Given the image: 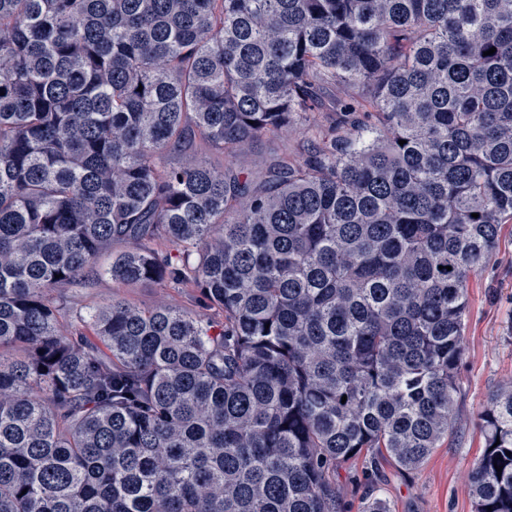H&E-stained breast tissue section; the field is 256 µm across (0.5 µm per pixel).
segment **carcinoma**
Returning <instances> with one entry per match:
<instances>
[{
  "instance_id": "1",
  "label": "carcinoma",
  "mask_w": 512,
  "mask_h": 512,
  "mask_svg": "<svg viewBox=\"0 0 512 512\" xmlns=\"http://www.w3.org/2000/svg\"><path fill=\"white\" fill-rule=\"evenodd\" d=\"M508 223L512 0H0V512H337L342 462L418 469ZM100 275L222 319L116 293L63 333ZM479 421L474 512H512V385ZM303 140L298 131L289 129L275 135L263 137L260 141L250 146L238 158L233 160L235 165L244 164L260 166L272 153L288 154L293 156L300 151ZM110 279H98L90 288H57L52 296L63 300L72 311L83 307L102 303L112 297L115 291H120L126 297L142 307L157 305L177 306L187 312L203 311L204 305L198 297L196 288H170L163 285H154L147 288H115Z\"/></svg>"
}]
</instances>
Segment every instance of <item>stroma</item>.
Listing matches in <instances>:
<instances>
[{
  "instance_id": "1",
  "label": "stroma",
  "mask_w": 512,
  "mask_h": 512,
  "mask_svg": "<svg viewBox=\"0 0 512 512\" xmlns=\"http://www.w3.org/2000/svg\"><path fill=\"white\" fill-rule=\"evenodd\" d=\"M302 145L298 131L291 129L263 137L238 161L257 167L272 153L292 156ZM114 291L107 278L88 288L56 289L54 298L65 301L70 309L62 319L63 332H71L75 324L74 309L102 303ZM125 295L142 307L171 305L191 313L203 309L196 289L190 287L129 288ZM465 323L454 433L414 471L388 461L374 471L362 458L342 463L336 470L339 512H362L371 494L385 498L392 512H474L467 475L484 449L478 414L492 391L512 383V224L503 225L496 249L469 282Z\"/></svg>"
}]
</instances>
